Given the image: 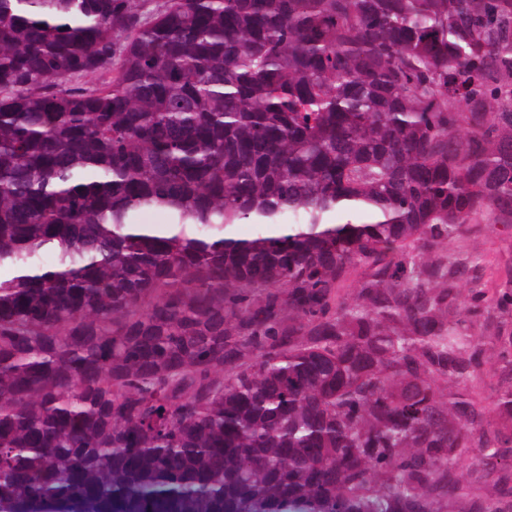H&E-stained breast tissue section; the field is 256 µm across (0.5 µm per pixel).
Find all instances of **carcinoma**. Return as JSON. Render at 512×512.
I'll list each match as a JSON object with an SVG mask.
<instances>
[{"label": "carcinoma", "instance_id": "1", "mask_svg": "<svg viewBox=\"0 0 512 512\" xmlns=\"http://www.w3.org/2000/svg\"><path fill=\"white\" fill-rule=\"evenodd\" d=\"M483 216L512 0H0V512H512ZM462 229V235L449 241L445 251L452 257L478 258L485 274L478 282L461 283L459 303L464 305L469 301L470 288L512 290V234L503 233L499 224H491L485 218L475 224H463ZM485 317H488V328L486 329L484 326L480 325L481 323H477L470 327L469 333L475 336L476 339H479L480 341L486 343L489 363L486 366V373L483 376L480 387L483 396L486 398V403L490 404L495 395V392L493 390V384L495 382V379L492 377V368L494 367V364L496 362V356L494 354V351L490 349V345L488 344L489 339L487 336H489L492 333L493 325H495L498 321L505 318H507L508 320L509 329L512 328V318L507 315L504 318H502L501 314L496 309H490V312L488 314H485Z\"/></svg>", "mask_w": 512, "mask_h": 512}]
</instances>
